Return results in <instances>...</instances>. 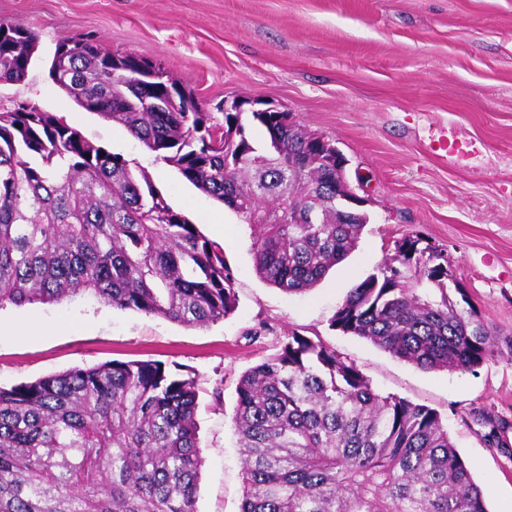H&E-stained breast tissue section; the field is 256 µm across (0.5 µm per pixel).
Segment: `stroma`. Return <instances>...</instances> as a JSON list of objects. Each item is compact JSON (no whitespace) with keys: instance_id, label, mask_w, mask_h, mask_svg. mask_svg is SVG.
<instances>
[{"instance_id":"35a3bbf8","label":"stroma","mask_w":512,"mask_h":512,"mask_svg":"<svg viewBox=\"0 0 512 512\" xmlns=\"http://www.w3.org/2000/svg\"><path fill=\"white\" fill-rule=\"evenodd\" d=\"M0 20L38 37L26 77L0 82V112L55 113L147 173L169 205L224 247L236 307L185 327L90 295L0 309V387L112 362L150 361L197 382V512H239L236 384L288 334L321 339L381 394L437 410L488 512L512 502V460L472 420H512V357L476 371H427L329 326L350 288L420 234L447 249L470 301L512 332V0H0ZM97 37L160 63L204 108L225 98L284 104L333 140L362 178L358 247L311 290L288 295L256 274L250 227L121 124L77 106L50 78L60 39Z\"/></svg>"}]
</instances>
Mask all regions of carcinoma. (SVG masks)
Returning a JSON list of instances; mask_svg holds the SVG:
<instances>
[{
  "label": "carcinoma",
  "mask_w": 512,
  "mask_h": 512,
  "mask_svg": "<svg viewBox=\"0 0 512 512\" xmlns=\"http://www.w3.org/2000/svg\"><path fill=\"white\" fill-rule=\"evenodd\" d=\"M76 40L53 82L84 110L122 124L156 158L223 203L253 230L257 275L286 294L315 287L358 246L368 218L288 224V213L329 210L336 165L305 164L314 134L286 112L253 115L271 158L233 114L144 112L114 96L113 53ZM38 37L0 21V81L19 82ZM300 169L288 173V162ZM411 264L390 257L350 289L330 326L424 370L474 371L501 354L448 287L447 251L400 238ZM92 293L114 308L188 327L224 320L235 278L224 248L200 236L146 176L102 153L50 112H0V309ZM233 423L242 457L239 512H486L481 490L432 408L378 393L321 342L289 335L236 385ZM196 386L160 362H117L0 387V512H196L202 459ZM505 457L512 428L472 412Z\"/></svg>",
  "instance_id": "obj_1"
}]
</instances>
